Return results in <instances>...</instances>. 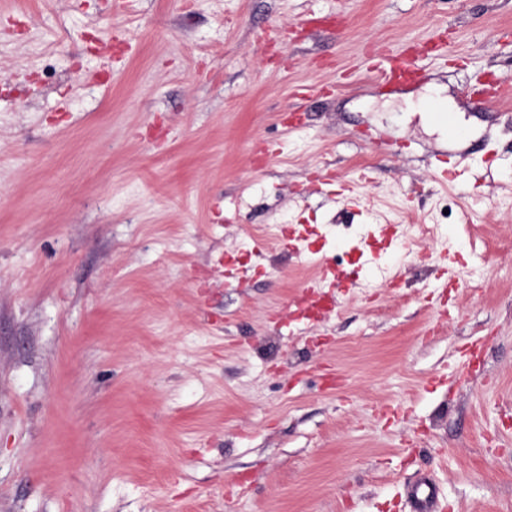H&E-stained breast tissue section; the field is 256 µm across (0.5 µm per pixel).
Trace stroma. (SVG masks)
I'll return each mask as SVG.
<instances>
[{"label": "stroma", "mask_w": 512, "mask_h": 512, "mask_svg": "<svg viewBox=\"0 0 512 512\" xmlns=\"http://www.w3.org/2000/svg\"><path fill=\"white\" fill-rule=\"evenodd\" d=\"M509 74L512 0L0 9V512H512ZM384 70L378 71V77L387 85L407 82L411 80H421L424 77L423 69L410 70L403 66L397 56H392L387 60ZM341 280L336 274V269L332 267H321L311 279L304 286L305 292L308 297H329L334 288H339ZM322 288H329L327 292ZM410 494L416 505L415 512H436L439 507L438 497L425 481L413 485Z\"/></svg>", "instance_id": "35a3bbf8"}]
</instances>
